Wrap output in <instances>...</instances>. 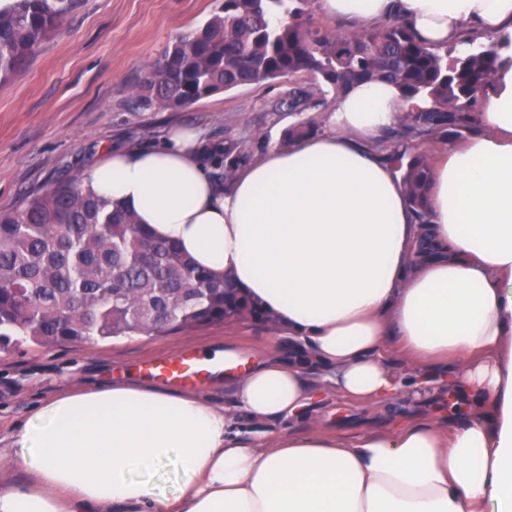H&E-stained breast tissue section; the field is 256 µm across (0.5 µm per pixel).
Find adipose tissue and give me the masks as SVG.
Returning a JSON list of instances; mask_svg holds the SVG:
<instances>
[{"label": "adipose tissue", "instance_id": "1", "mask_svg": "<svg viewBox=\"0 0 512 512\" xmlns=\"http://www.w3.org/2000/svg\"><path fill=\"white\" fill-rule=\"evenodd\" d=\"M356 27L401 15L431 46L508 43L512 0H320ZM397 90L360 85L329 128L270 146L225 187L200 132L104 149L84 181L196 264L230 275L272 320L264 355L220 406L146 381L68 387L0 437V512H512V66L483 100L484 133L442 152L416 262L398 175L368 145ZM452 379L466 420L410 417L350 438L321 394L433 400Z\"/></svg>", "mask_w": 512, "mask_h": 512}]
</instances>
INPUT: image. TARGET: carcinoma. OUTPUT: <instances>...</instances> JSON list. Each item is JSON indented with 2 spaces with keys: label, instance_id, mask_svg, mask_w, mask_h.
I'll use <instances>...</instances> for the list:
<instances>
[{
  "label": "carcinoma",
  "instance_id": "1",
  "mask_svg": "<svg viewBox=\"0 0 512 512\" xmlns=\"http://www.w3.org/2000/svg\"><path fill=\"white\" fill-rule=\"evenodd\" d=\"M75 0H8L0 6V82L18 72ZM316 0H224L219 11L180 35L147 65L136 86L146 107H188L222 91L266 81L315 78V90H288V110L304 112L317 94L361 84L394 86L407 111L398 128L369 146L399 174L419 224L413 249L439 250L429 233L432 143L482 132L479 101L505 63L501 47L470 35L462 46H429L399 15L364 29L323 26ZM316 118L283 130L286 146L318 133ZM267 142L226 137L201 157L220 167L224 187ZM266 321L230 279L195 266L120 204L97 198L83 178L60 181L0 214V350L136 335L166 336L224 321Z\"/></svg>",
  "mask_w": 512,
  "mask_h": 512
}]
</instances>
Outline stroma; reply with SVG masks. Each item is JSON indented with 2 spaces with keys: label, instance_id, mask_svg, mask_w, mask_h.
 <instances>
[{
  "label": "stroma",
  "instance_id": "stroma-1",
  "mask_svg": "<svg viewBox=\"0 0 512 512\" xmlns=\"http://www.w3.org/2000/svg\"><path fill=\"white\" fill-rule=\"evenodd\" d=\"M222 2L77 0L25 66L0 83V212L52 183L84 175L103 148H153L176 127H193L215 140L246 139L259 129L269 142L280 140L298 119L280 106L288 93L284 81L221 92L174 110L147 109L135 97L147 63ZM269 334L266 324L231 321L165 337L9 347L0 351V432L64 385L134 378L142 360L159 354L241 352ZM387 421L380 407L341 400L330 417L350 435Z\"/></svg>",
  "mask_w": 512,
  "mask_h": 512
}]
</instances>
